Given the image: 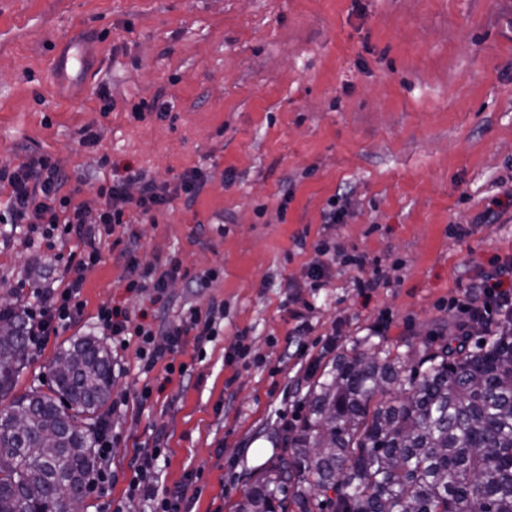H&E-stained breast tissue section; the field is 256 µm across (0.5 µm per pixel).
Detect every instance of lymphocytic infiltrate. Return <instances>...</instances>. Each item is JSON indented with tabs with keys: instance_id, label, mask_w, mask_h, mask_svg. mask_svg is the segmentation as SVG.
Returning a JSON list of instances; mask_svg holds the SVG:
<instances>
[{
	"instance_id": "f902f5d3",
	"label": "lymphocytic infiltrate",
	"mask_w": 512,
	"mask_h": 512,
	"mask_svg": "<svg viewBox=\"0 0 512 512\" xmlns=\"http://www.w3.org/2000/svg\"><path fill=\"white\" fill-rule=\"evenodd\" d=\"M11 188L10 212L14 223L44 224L49 230L59 231L61 239L76 241L82 248L81 258L68 265L64 275L66 288L49 291L42 299L27 307L26 327L32 345H40L44 336L57 333L74 322L81 313L80 291L87 272L98 264L101 254L96 240L103 235H113L127 230L133 217L148 218L168 207L174 198L193 202L206 184V175L198 169L181 174L175 186L156 183L145 173L131 172L117 178L110 185L99 187L102 205L96 215H89L83 204L74 202L63 188L66 178L57 162L42 156L29 165L12 171L0 170V182ZM138 185L137 195H130L129 185ZM129 270V289L150 288L155 300L167 303L166 290L179 273L177 265H169L162 272L141 267L134 247L124 251ZM453 306L461 315L459 328L469 332L472 326H493L494 322L512 319V258L494 260L488 271L475 282L467 284ZM217 308L206 313L190 312L177 323L155 321L132 323L126 309L119 306L100 310L98 320L102 328L116 339L120 346H127L129 338H136V353L144 371L163 365L166 374H174V360L187 341L203 347L214 340L217 330ZM164 335L166 342L154 343L157 335Z\"/></svg>"
}]
</instances>
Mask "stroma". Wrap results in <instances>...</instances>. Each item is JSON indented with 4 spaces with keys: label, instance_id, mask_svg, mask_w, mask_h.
<instances>
[{
    "label": "stroma",
    "instance_id": "stroma-1",
    "mask_svg": "<svg viewBox=\"0 0 512 512\" xmlns=\"http://www.w3.org/2000/svg\"><path fill=\"white\" fill-rule=\"evenodd\" d=\"M157 97L170 117L134 118ZM36 155L92 213L113 171L161 184L208 174L193 204L174 199L132 227L142 266L180 265L167 307L153 289L127 290L126 244L103 237L80 316L32 351L18 389L47 388L63 343L101 337L114 362L112 481L82 512H149L128 480L159 441L156 497L237 512L337 354L447 339L461 321L450 300L512 257V0H0V169ZM332 198L347 210L337 224L324 221ZM496 199V223H476ZM323 241L374 260L378 288L360 292L357 270L336 262L313 282ZM79 257L57 239L25 248L0 223V285L17 311L34 289L65 288ZM214 302L218 336L186 344L181 378L143 372L97 318L118 305L135 322H176ZM147 382L157 390L142 406Z\"/></svg>",
    "mask_w": 512,
    "mask_h": 512
}]
</instances>
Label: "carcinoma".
<instances>
[{
  "mask_svg": "<svg viewBox=\"0 0 512 512\" xmlns=\"http://www.w3.org/2000/svg\"><path fill=\"white\" fill-rule=\"evenodd\" d=\"M421 359L372 346L336 356L305 395L286 454L238 512H512V323ZM24 317L0 303V512H71L97 470L92 423L110 400L112 352L60 347L52 388L14 394Z\"/></svg>",
  "mask_w": 512,
  "mask_h": 512,
  "instance_id": "1",
  "label": "carcinoma"
}]
</instances>
